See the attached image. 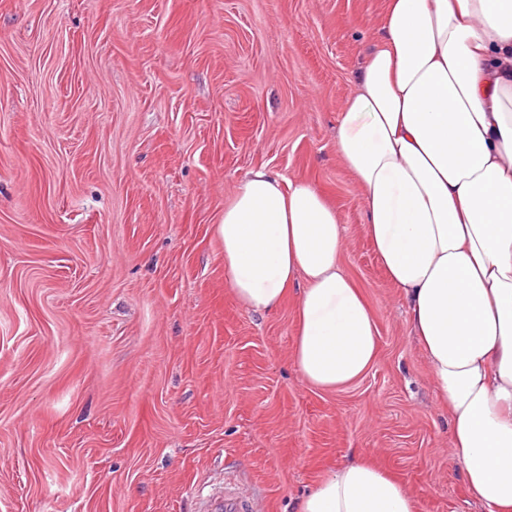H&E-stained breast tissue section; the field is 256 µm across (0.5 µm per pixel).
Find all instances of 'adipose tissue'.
I'll return each mask as SVG.
<instances>
[{"instance_id":"ef3b65f1","label":"adipose tissue","mask_w":512,"mask_h":512,"mask_svg":"<svg viewBox=\"0 0 512 512\" xmlns=\"http://www.w3.org/2000/svg\"><path fill=\"white\" fill-rule=\"evenodd\" d=\"M381 32L336 151L448 407L466 490L512 512V0H387ZM216 232L240 304L269 312L297 289L304 383L331 390L372 367L374 316L342 266L338 213L309 182L248 171ZM298 512H416V498L360 461L330 470Z\"/></svg>"}]
</instances>
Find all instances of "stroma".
Listing matches in <instances>:
<instances>
[{"instance_id":"35a3bbf8","label":"stroma","mask_w":512,"mask_h":512,"mask_svg":"<svg viewBox=\"0 0 512 512\" xmlns=\"http://www.w3.org/2000/svg\"><path fill=\"white\" fill-rule=\"evenodd\" d=\"M385 0H0V512H296L365 458L417 512H483L336 152ZM308 180L379 358L292 364L294 296L235 300L215 234L244 174Z\"/></svg>"}]
</instances>
